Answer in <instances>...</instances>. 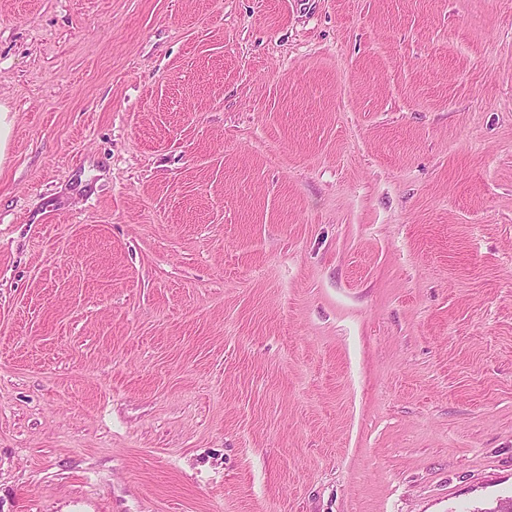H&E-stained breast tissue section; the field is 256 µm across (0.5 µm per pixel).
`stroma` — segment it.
<instances>
[{"instance_id": "35a3bbf8", "label": "stroma", "mask_w": 512, "mask_h": 512, "mask_svg": "<svg viewBox=\"0 0 512 512\" xmlns=\"http://www.w3.org/2000/svg\"><path fill=\"white\" fill-rule=\"evenodd\" d=\"M0 512L512 497V0H0Z\"/></svg>"}]
</instances>
